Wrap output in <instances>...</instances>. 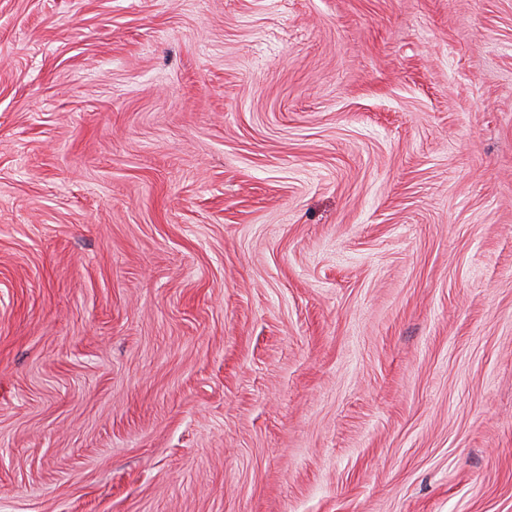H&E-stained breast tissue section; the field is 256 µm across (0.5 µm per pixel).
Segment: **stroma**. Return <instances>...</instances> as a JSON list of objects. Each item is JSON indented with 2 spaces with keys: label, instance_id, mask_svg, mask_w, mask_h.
Masks as SVG:
<instances>
[{
  "label": "stroma",
  "instance_id": "obj_1",
  "mask_svg": "<svg viewBox=\"0 0 512 512\" xmlns=\"http://www.w3.org/2000/svg\"><path fill=\"white\" fill-rule=\"evenodd\" d=\"M0 512H512V0H0Z\"/></svg>",
  "mask_w": 512,
  "mask_h": 512
}]
</instances>
